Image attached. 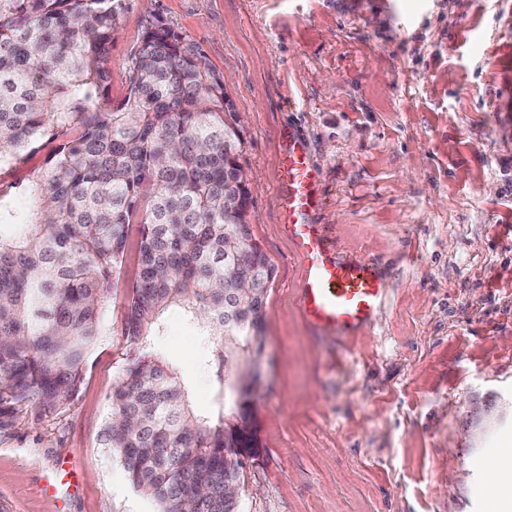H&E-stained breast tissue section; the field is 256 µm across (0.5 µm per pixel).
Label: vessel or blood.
Segmentation results:
<instances>
[{
  "label": "vessel or blood",
  "instance_id": "1",
  "mask_svg": "<svg viewBox=\"0 0 512 512\" xmlns=\"http://www.w3.org/2000/svg\"><path fill=\"white\" fill-rule=\"evenodd\" d=\"M277 193L281 222L305 265V323L343 337L354 334L378 309L386 282L373 263L332 257L327 235L313 222L323 204L319 175L306 141L293 132L279 143Z\"/></svg>",
  "mask_w": 512,
  "mask_h": 512
}]
</instances>
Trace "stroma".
Masks as SVG:
<instances>
[{"label":"stroma","instance_id":"35a3bbf8","mask_svg":"<svg viewBox=\"0 0 512 512\" xmlns=\"http://www.w3.org/2000/svg\"><path fill=\"white\" fill-rule=\"evenodd\" d=\"M113 103L147 15L199 45L240 113L265 300L260 455L243 512H492L512 450V0H124ZM308 142L334 251L387 280L346 343L304 323V265L280 222L279 139ZM125 290L74 400L0 412V512H154L100 443L135 344ZM157 345L217 403L179 310Z\"/></svg>","mask_w":512,"mask_h":512}]
</instances>
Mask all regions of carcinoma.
<instances>
[{
    "label": "carcinoma",
    "instance_id": "obj_1",
    "mask_svg": "<svg viewBox=\"0 0 512 512\" xmlns=\"http://www.w3.org/2000/svg\"><path fill=\"white\" fill-rule=\"evenodd\" d=\"M122 0H0V174L43 164L0 194V408L67 405L105 335L107 299L130 288L125 335L138 350L110 395L101 438L156 512H241L224 481L259 452L256 388L229 393L264 349L273 268L252 240L239 174L238 113L224 75L163 21L145 20L112 107L109 45ZM136 280L121 282L128 230ZM241 250L225 247L228 239ZM183 312L219 337L205 365L224 403L196 410L177 367L152 344Z\"/></svg>",
    "mask_w": 512,
    "mask_h": 512
}]
</instances>
